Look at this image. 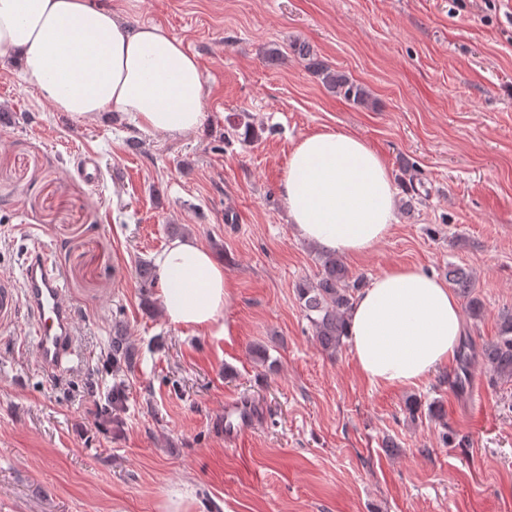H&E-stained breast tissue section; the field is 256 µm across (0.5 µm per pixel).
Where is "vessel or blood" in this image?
I'll return each instance as SVG.
<instances>
[{"label": "vessel or blood", "instance_id": "b4317fda", "mask_svg": "<svg viewBox=\"0 0 512 512\" xmlns=\"http://www.w3.org/2000/svg\"><path fill=\"white\" fill-rule=\"evenodd\" d=\"M0 327L32 330L37 361L46 370L80 360L72 311L49 249L38 245L28 252L21 280L0 277ZM254 419L251 406L236 399L225 401V443L242 442Z\"/></svg>", "mask_w": 512, "mask_h": 512}]
</instances>
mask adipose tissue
<instances>
[{
  "instance_id": "1",
  "label": "adipose tissue",
  "mask_w": 512,
  "mask_h": 512,
  "mask_svg": "<svg viewBox=\"0 0 512 512\" xmlns=\"http://www.w3.org/2000/svg\"><path fill=\"white\" fill-rule=\"evenodd\" d=\"M0 58L26 86L76 119L132 117L146 135L199 129L204 78L195 55L156 25L126 26L91 0H0ZM299 238L348 256L374 250L395 220V187L375 149L344 132L319 131L291 151L280 183ZM169 323L223 330L232 284L224 265L195 241L155 255ZM456 294L411 267L375 277L356 296L347 332L363 378L415 384L455 356L464 334Z\"/></svg>"
}]
</instances>
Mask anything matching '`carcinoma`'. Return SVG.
<instances>
[{
	"label": "carcinoma",
	"mask_w": 512,
	"mask_h": 512,
	"mask_svg": "<svg viewBox=\"0 0 512 512\" xmlns=\"http://www.w3.org/2000/svg\"><path fill=\"white\" fill-rule=\"evenodd\" d=\"M308 68L319 77L322 84L336 96L356 106L372 105L369 91L347 75L332 69L324 62H310ZM230 134L244 143L259 138V130L246 118L241 117L230 125ZM319 272L314 280H304L297 286L301 308L309 321L314 336L322 349L334 353L347 337V319L356 293L363 287L361 279L355 277L340 256L315 249ZM140 288L145 303H151L149 292L159 280V273L149 261L137 266ZM448 283L466 299L470 318L479 320L484 314V303L476 293L475 279L461 267H448ZM112 364L129 367L133 363L132 348L125 334L115 331L108 346ZM486 369L500 380H512V310L504 309L500 314L498 335L481 351ZM124 386L114 385L108 395L107 404L100 408L101 415L109 418L112 411L123 407Z\"/></svg>",
	"instance_id": "obj_1"
}]
</instances>
